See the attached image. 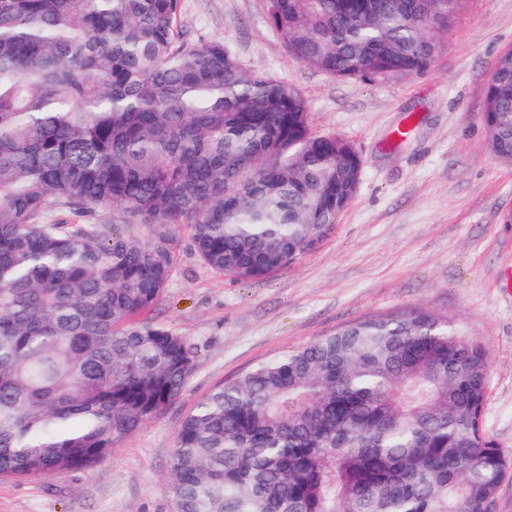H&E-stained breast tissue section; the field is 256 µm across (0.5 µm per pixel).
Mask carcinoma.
<instances>
[{"label": "carcinoma", "mask_w": 512, "mask_h": 512, "mask_svg": "<svg viewBox=\"0 0 512 512\" xmlns=\"http://www.w3.org/2000/svg\"><path fill=\"white\" fill-rule=\"evenodd\" d=\"M465 0H267L298 62L397 81ZM180 0H0V476L90 469L179 396L182 337L140 316L172 230L235 280L313 249L362 161L287 84L180 40ZM482 119L512 163V52ZM113 206L151 231L44 219ZM485 349L423 308L367 317L215 388L181 421L175 512H489L512 458L483 431Z\"/></svg>", "instance_id": "carcinoma-1"}]
</instances>
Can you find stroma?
Segmentation results:
<instances>
[{
  "label": "stroma",
  "mask_w": 512,
  "mask_h": 512,
  "mask_svg": "<svg viewBox=\"0 0 512 512\" xmlns=\"http://www.w3.org/2000/svg\"><path fill=\"white\" fill-rule=\"evenodd\" d=\"M176 27L298 91L312 132L356 148L359 190L315 249L263 280L209 269L181 226L170 279L146 314L192 351L179 397L94 468L0 477V512H173L176 431L212 390L347 324L414 307L485 348L483 430L512 457V164L493 155L481 122L492 66L512 51V0H468L427 70L383 83L297 62L266 0H181Z\"/></svg>",
  "instance_id": "stroma-1"
}]
</instances>
